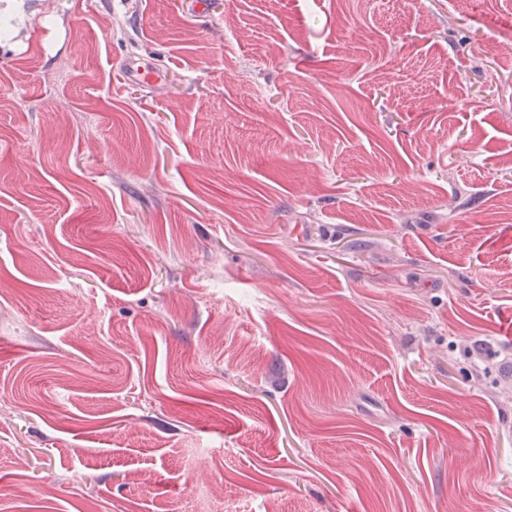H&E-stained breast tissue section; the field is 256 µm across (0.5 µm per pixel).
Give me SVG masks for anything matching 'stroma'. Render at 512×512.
I'll return each instance as SVG.
<instances>
[{
	"instance_id": "1",
	"label": "stroma",
	"mask_w": 512,
	"mask_h": 512,
	"mask_svg": "<svg viewBox=\"0 0 512 512\" xmlns=\"http://www.w3.org/2000/svg\"><path fill=\"white\" fill-rule=\"evenodd\" d=\"M511 328L512 0H0V512H512Z\"/></svg>"
}]
</instances>
